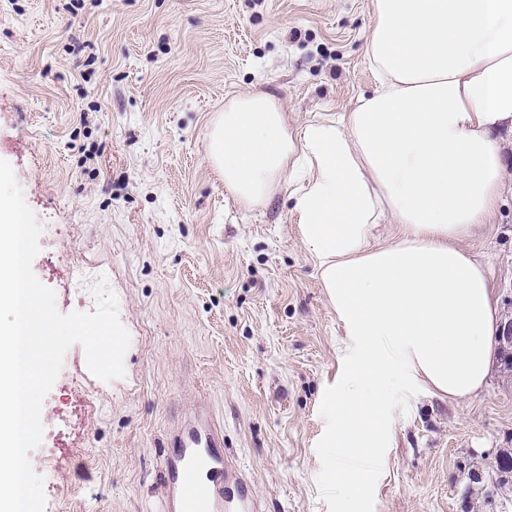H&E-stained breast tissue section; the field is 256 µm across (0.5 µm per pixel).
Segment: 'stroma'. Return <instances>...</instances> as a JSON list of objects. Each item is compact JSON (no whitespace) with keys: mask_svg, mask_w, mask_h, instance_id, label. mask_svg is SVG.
<instances>
[{"mask_svg":"<svg viewBox=\"0 0 512 512\" xmlns=\"http://www.w3.org/2000/svg\"><path fill=\"white\" fill-rule=\"evenodd\" d=\"M370 0H0V160L60 236L32 267L71 312L66 262L99 266L131 335L123 378L53 385L30 454L45 512H162L174 427L207 401L262 512H512L491 490L512 453V350L464 403L392 391L377 470L342 486L324 395L348 351L291 214L288 186L247 208L208 159L224 100L268 91L288 130L372 92ZM463 249L512 319V186ZM94 393L95 407L78 403Z\"/></svg>","mask_w":512,"mask_h":512,"instance_id":"1","label":"stroma"}]
</instances>
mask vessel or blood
<instances>
[{
  "instance_id": "vessel-or-blood-1",
  "label": "vessel or blood",
  "mask_w": 512,
  "mask_h": 512,
  "mask_svg": "<svg viewBox=\"0 0 512 512\" xmlns=\"http://www.w3.org/2000/svg\"><path fill=\"white\" fill-rule=\"evenodd\" d=\"M164 512H260L245 474L224 452L208 418L177 433L166 453Z\"/></svg>"
}]
</instances>
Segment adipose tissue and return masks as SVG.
Instances as JSON below:
<instances>
[{
	"mask_svg": "<svg viewBox=\"0 0 512 512\" xmlns=\"http://www.w3.org/2000/svg\"><path fill=\"white\" fill-rule=\"evenodd\" d=\"M365 53L378 84L348 112L291 135L272 93L224 101L208 158L245 206L284 183L298 236L355 345L328 400L345 463L387 444L390 391L414 382L464 401L486 384L499 333L485 267L459 243L481 233L506 179L495 134L512 128V0H370ZM397 229L376 242L377 225Z\"/></svg>",
	"mask_w": 512,
	"mask_h": 512,
	"instance_id": "obj_1",
	"label": "adipose tissue"
}]
</instances>
